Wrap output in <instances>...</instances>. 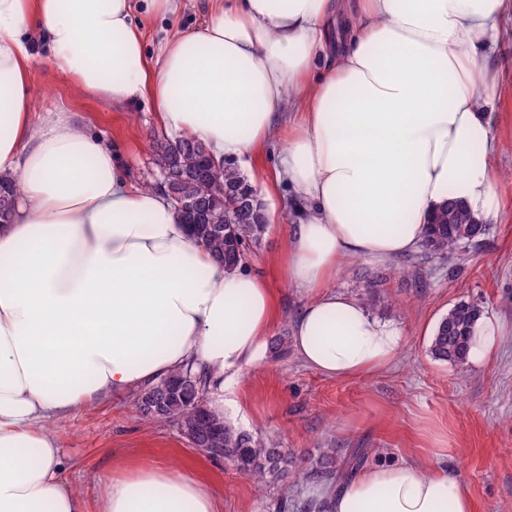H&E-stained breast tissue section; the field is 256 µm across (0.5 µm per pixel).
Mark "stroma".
Returning <instances> with one entry per match:
<instances>
[{
    "mask_svg": "<svg viewBox=\"0 0 512 512\" xmlns=\"http://www.w3.org/2000/svg\"><path fill=\"white\" fill-rule=\"evenodd\" d=\"M193 9L142 21L149 58L178 33L196 28ZM497 95L490 117L499 147L500 175L484 240L448 259L419 251L379 265L354 260L336 277V291L358 300L375 318L400 326L406 338L398 358L379 372L331 379L306 367L295 351L266 357L243 373L224 415L264 444L290 449L316 462L327 448L366 449L365 464L418 459L440 447L441 461L468 486L477 512H512V18L506 19L496 55ZM31 92L37 111L58 106L75 112L89 131L112 144L137 185L158 180L149 148L165 134L151 101L129 107L81 94L58 75L45 45L34 50ZM274 212L259 244L249 245L246 266L270 277L287 332L306 301L304 292L275 275L299 215L287 189L266 199ZM469 301L505 329L488 365L458 368L435 360L428 342L438 321L457 302ZM136 394L105 400L54 421L63 480L95 512L100 477L119 464L163 461L197 469L220 499V512H311L301 470L290 466L256 487L223 459L194 448L173 422L147 424L136 412Z\"/></svg>",
    "mask_w": 512,
    "mask_h": 512,
    "instance_id": "1",
    "label": "stroma"
}]
</instances>
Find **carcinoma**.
<instances>
[{"label": "carcinoma", "instance_id": "cac0c4a2", "mask_svg": "<svg viewBox=\"0 0 512 512\" xmlns=\"http://www.w3.org/2000/svg\"><path fill=\"white\" fill-rule=\"evenodd\" d=\"M159 168L169 172L175 191L189 200L203 198L211 210V223L198 224L194 237L226 266L245 264L247 243H257L265 233V209L257 189L241 173L232 159L210 169L208 181L198 180V168L207 161L208 148L201 142L182 136H162L151 140ZM19 198V186L0 178V219L11 218ZM237 201L235 219H230V203ZM489 231L467 208L448 203L435 214L426 229L424 248L432 254L451 256L461 245L481 241ZM482 316L475 303L459 301L438 322L429 342V353L439 361L454 366L468 364V350L473 329ZM201 380L190 370H177L157 384L142 391L138 410L147 422H176L195 447L211 456H219L236 467L256 485L286 462L282 448H267L240 431L231 421L215 415L201 401ZM367 450L353 448L349 455L336 460V449L329 448L315 466L304 470L303 478L340 482L353 474Z\"/></svg>", "mask_w": 512, "mask_h": 512}]
</instances>
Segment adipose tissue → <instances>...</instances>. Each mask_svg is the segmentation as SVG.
I'll list each match as a JSON object with an SVG mask.
<instances>
[{
	"label": "adipose tissue",
	"instance_id": "ef3b65f1",
	"mask_svg": "<svg viewBox=\"0 0 512 512\" xmlns=\"http://www.w3.org/2000/svg\"><path fill=\"white\" fill-rule=\"evenodd\" d=\"M195 29L148 62L132 0H0V176L21 197L0 226V512H88L64 486L52 421L184 368L209 407L262 359L280 300L267 277L214 260L166 192L133 185L73 113L35 120L33 43L86 95L148 97L163 125L218 157L275 152L274 195L300 206L277 265L309 295L292 323L301 362L331 378L395 361L401 327L333 283L352 259L415 252L435 210L485 214L496 150L489 65L512 0H193ZM504 337L477 323L471 365ZM315 512H475L467 485L424 461L311 482ZM98 512H217L207 486L163 463L114 470Z\"/></svg>",
	"mask_w": 512,
	"mask_h": 512
}]
</instances>
